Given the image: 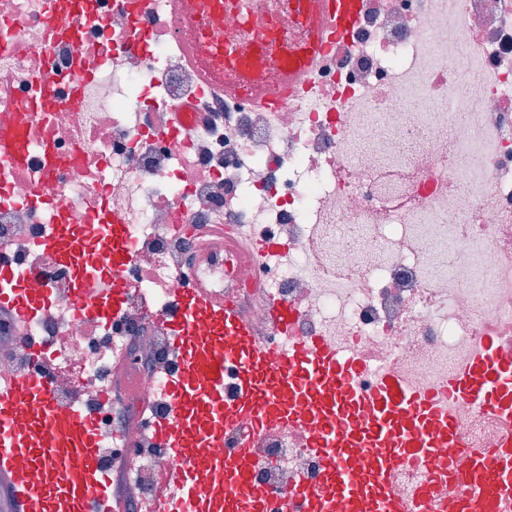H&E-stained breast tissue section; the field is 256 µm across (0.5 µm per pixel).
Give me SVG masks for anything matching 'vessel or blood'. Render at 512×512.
<instances>
[{"instance_id":"1","label":"vessel or blood","mask_w":512,"mask_h":512,"mask_svg":"<svg viewBox=\"0 0 512 512\" xmlns=\"http://www.w3.org/2000/svg\"><path fill=\"white\" fill-rule=\"evenodd\" d=\"M305 37L287 54L253 52L233 42L214 43L213 56L234 72L225 91H246L267 108L306 85L322 63L326 36L342 34L355 20L353 0H291ZM175 17L204 14L213 29L224 25V0H171ZM22 125L0 128V162L27 154ZM86 235L57 225L45 247L57 261L78 266ZM101 257L120 270L133 257L123 225ZM127 290L114 279L108 301L75 289L77 308L108 319L124 306ZM51 308L49 288L17 281L0 266V311L40 317ZM181 365L167 384L166 410L155 434L172 457L165 490L146 512H415L391 489L392 474L412 457L431 468H453L464 490L465 512H501L512 499V357L489 346L472 366L448 382V391L498 419L504 433L493 450L463 447L447 416L395 380L364 395L356 368L311 338L289 337L288 348L261 347L237 306L201 289L184 291L161 320ZM308 431L328 461L329 485L301 484L287 491L255 488L251 469L255 441L268 432ZM241 435L235 455L224 442ZM452 456H442V449ZM370 473L372 488L362 483ZM0 473L6 475L17 512H124L100 454L94 424L85 410L60 403L41 378L0 382Z\"/></svg>"}]
</instances>
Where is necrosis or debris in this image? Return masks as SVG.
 Segmentation results:
<instances>
[{"label":"necrosis or debris","mask_w":512,"mask_h":512,"mask_svg":"<svg viewBox=\"0 0 512 512\" xmlns=\"http://www.w3.org/2000/svg\"><path fill=\"white\" fill-rule=\"evenodd\" d=\"M356 23L292 101L257 109L224 96L234 73L187 65L165 0H0V123L31 156L0 164V261L52 288L49 314L14 318L24 349L11 380L36 372L58 398L94 410L106 456L130 459L133 512L170 459L127 429L134 397L163 393L175 354L160 317L178 288L244 309L257 336H298L433 397L457 434L493 447L503 428L449 395V377L488 340L512 355V0H358ZM274 22L304 30L287 0L227 13L239 45ZM214 91H202V72ZM33 101L31 112L17 111ZM126 224L134 259L111 323L80 316L73 275L41 242L50 225ZM254 483L324 481L306 432L257 441Z\"/></svg>","instance_id":"necrosis-or-debris-1"}]
</instances>
